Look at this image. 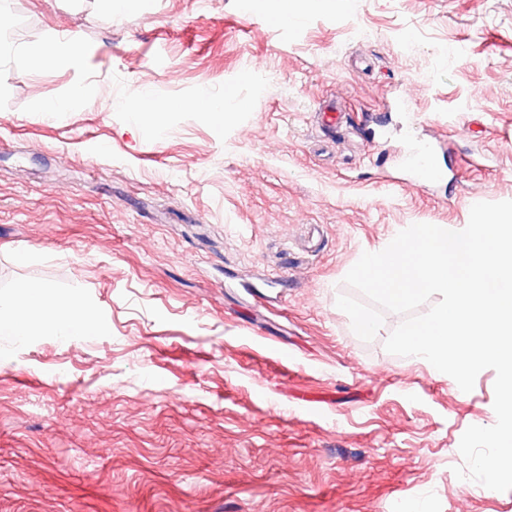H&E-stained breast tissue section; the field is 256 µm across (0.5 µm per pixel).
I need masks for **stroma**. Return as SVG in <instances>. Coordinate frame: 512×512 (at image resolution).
<instances>
[{
	"mask_svg": "<svg viewBox=\"0 0 512 512\" xmlns=\"http://www.w3.org/2000/svg\"><path fill=\"white\" fill-rule=\"evenodd\" d=\"M0 11V292L76 289L99 325L0 335V512H512L453 472L495 371L463 392L385 351L400 315L365 341L336 305L362 253L512 200V0ZM50 37L78 63L29 69Z\"/></svg>",
	"mask_w": 512,
	"mask_h": 512,
	"instance_id": "stroma-1",
	"label": "stroma"
}]
</instances>
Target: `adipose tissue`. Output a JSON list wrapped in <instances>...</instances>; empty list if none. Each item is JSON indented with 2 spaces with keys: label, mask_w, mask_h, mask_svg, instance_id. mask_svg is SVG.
<instances>
[{
  "label": "adipose tissue",
  "mask_w": 512,
  "mask_h": 512,
  "mask_svg": "<svg viewBox=\"0 0 512 512\" xmlns=\"http://www.w3.org/2000/svg\"><path fill=\"white\" fill-rule=\"evenodd\" d=\"M40 330L57 336H89L97 325L74 291L63 296L48 287L24 285L0 297L1 336L23 338Z\"/></svg>",
  "instance_id": "adipose-tissue-1"
}]
</instances>
